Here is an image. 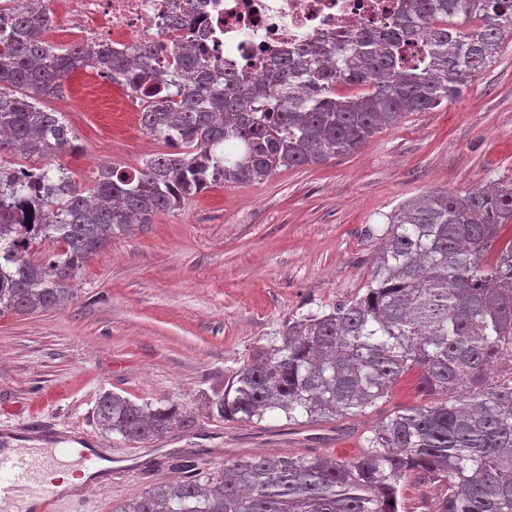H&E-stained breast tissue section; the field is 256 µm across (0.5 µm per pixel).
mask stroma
<instances>
[{
  "mask_svg": "<svg viewBox=\"0 0 512 512\" xmlns=\"http://www.w3.org/2000/svg\"><path fill=\"white\" fill-rule=\"evenodd\" d=\"M102 83L76 70L64 97L45 102L79 146L57 162L83 183L100 164L130 170L168 149L141 128L139 102L117 84L104 95ZM503 176H512V44L459 100L407 115L359 151L260 183L218 184L112 238L64 309L0 313V437L33 448L90 442L111 459L93 487L65 497L63 512H114L176 479L168 462L190 454L210 470L251 452L353 457L352 420L258 428L212 416L206 396L288 319L357 295L399 204ZM106 391L179 404L192 424L147 444L123 441L97 423ZM120 466L135 474L118 484Z\"/></svg>",
  "mask_w": 512,
  "mask_h": 512,
  "instance_id": "35a3bbf8",
  "label": "stroma"
}]
</instances>
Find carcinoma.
Returning a JSON list of instances; mask_svg holds the SVG:
<instances>
[{
	"mask_svg": "<svg viewBox=\"0 0 512 512\" xmlns=\"http://www.w3.org/2000/svg\"><path fill=\"white\" fill-rule=\"evenodd\" d=\"M43 0H0V312L33 315L76 297L81 268L112 237L221 183L351 154L412 112L458 100L512 43V0H403L388 26L336 49L309 46L271 72L226 75L181 42L131 54L45 39ZM421 43L417 61L408 47ZM77 68L106 69L141 104L170 151L134 173L104 165L78 185L52 163L76 151L43 106ZM512 177L435 190L400 204L382 230L364 293L288 319L242 368L210 388L227 421L292 425L366 415L417 373L420 401L363 423L349 460L296 453L236 457L217 471L191 458L113 512H399L403 490L435 484L425 512H512ZM44 239L48 259L31 255ZM98 423L132 443L187 426L172 404L107 391Z\"/></svg>",
	"mask_w": 512,
	"mask_h": 512,
	"instance_id": "carcinoma-1",
	"label": "carcinoma"
}]
</instances>
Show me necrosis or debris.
Wrapping results in <instances>:
<instances>
[{
    "mask_svg": "<svg viewBox=\"0 0 512 512\" xmlns=\"http://www.w3.org/2000/svg\"><path fill=\"white\" fill-rule=\"evenodd\" d=\"M64 31L89 48L131 52L176 35L172 16L194 19L193 39L214 51L225 71L267 72L304 45L335 44L376 28L401 0H46Z\"/></svg>",
    "mask_w": 512,
    "mask_h": 512,
    "instance_id": "4bbe7bcc",
    "label": "necrosis or debris"
}]
</instances>
